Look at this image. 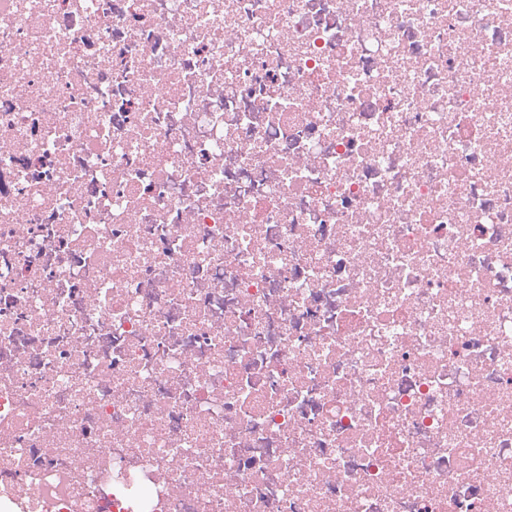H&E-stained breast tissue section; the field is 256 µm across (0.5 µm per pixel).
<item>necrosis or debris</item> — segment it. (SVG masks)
<instances>
[{
  "label": "necrosis or debris",
  "instance_id": "4bbe7bcc",
  "mask_svg": "<svg viewBox=\"0 0 512 512\" xmlns=\"http://www.w3.org/2000/svg\"><path fill=\"white\" fill-rule=\"evenodd\" d=\"M0 512H512V0H0Z\"/></svg>",
  "mask_w": 512,
  "mask_h": 512
}]
</instances>
